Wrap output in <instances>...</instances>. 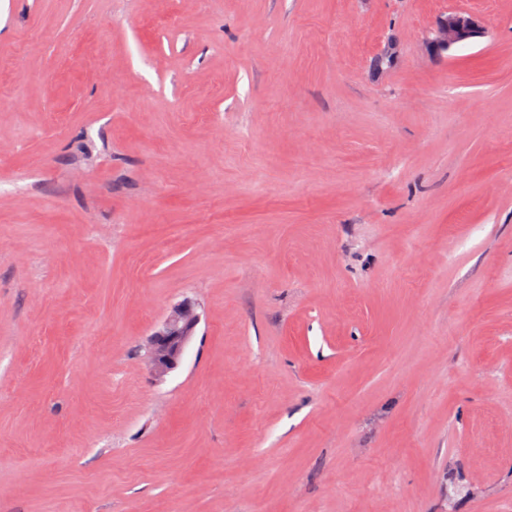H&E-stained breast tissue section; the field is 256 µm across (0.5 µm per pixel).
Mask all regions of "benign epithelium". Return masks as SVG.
Segmentation results:
<instances>
[{
	"mask_svg": "<svg viewBox=\"0 0 512 512\" xmlns=\"http://www.w3.org/2000/svg\"><path fill=\"white\" fill-rule=\"evenodd\" d=\"M484 34V27L476 17L450 11L436 19L429 45L433 52L440 54L456 45H465ZM198 322L196 304L191 300H184L155 325L148 351L155 374L164 375L179 365Z\"/></svg>",
	"mask_w": 512,
	"mask_h": 512,
	"instance_id": "obj_1",
	"label": "benign epithelium"
}]
</instances>
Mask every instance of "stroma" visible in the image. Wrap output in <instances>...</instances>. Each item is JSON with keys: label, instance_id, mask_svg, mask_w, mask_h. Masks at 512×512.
<instances>
[{"label": "stroma", "instance_id": "obj_1", "mask_svg": "<svg viewBox=\"0 0 512 512\" xmlns=\"http://www.w3.org/2000/svg\"><path fill=\"white\" fill-rule=\"evenodd\" d=\"M0 512H512V0H0ZM484 34V27L476 17L459 11H448L436 19L429 45L433 52L440 54L456 45L470 43ZM198 322L196 304L183 300L155 325L150 335L148 357L156 375H165L179 365Z\"/></svg>", "mask_w": 512, "mask_h": 512}]
</instances>
